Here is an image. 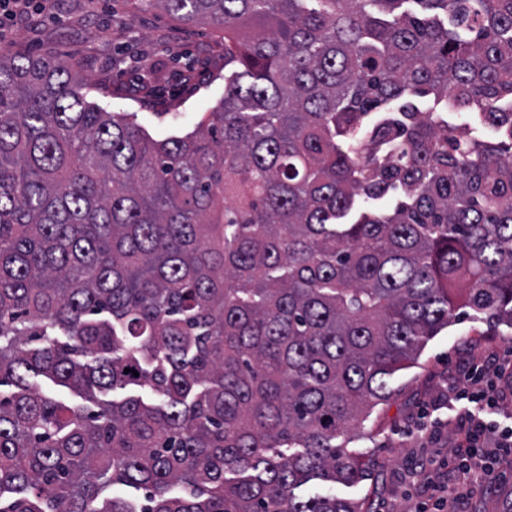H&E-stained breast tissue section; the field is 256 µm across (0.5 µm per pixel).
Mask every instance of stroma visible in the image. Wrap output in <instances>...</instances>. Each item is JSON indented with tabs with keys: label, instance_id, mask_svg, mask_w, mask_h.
I'll return each mask as SVG.
<instances>
[{
	"label": "stroma",
	"instance_id": "stroma-1",
	"mask_svg": "<svg viewBox=\"0 0 512 512\" xmlns=\"http://www.w3.org/2000/svg\"><path fill=\"white\" fill-rule=\"evenodd\" d=\"M12 50L55 55L75 63L91 80L93 101L112 112L132 113L154 136L194 129L202 112L224 94V42L205 23L189 25L139 0H57V8L19 23ZM512 350V330L490 329L461 318L427 344L416 367L400 372L391 399L363 422L352 447L370 476L350 488V498L371 512H414L418 487L407 469L424 452L447 454L452 426H441L438 442L412 434L421 409L447 418L441 394L464 385L469 366ZM463 512H507L512 506V468L495 482L475 480Z\"/></svg>",
	"mask_w": 512,
	"mask_h": 512
}]
</instances>
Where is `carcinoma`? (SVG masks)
<instances>
[{
	"label": "carcinoma",
	"instance_id": "obj_1",
	"mask_svg": "<svg viewBox=\"0 0 512 512\" xmlns=\"http://www.w3.org/2000/svg\"><path fill=\"white\" fill-rule=\"evenodd\" d=\"M141 3L224 33L185 135L0 50V512H361L351 428L512 329V0Z\"/></svg>",
	"mask_w": 512,
	"mask_h": 512
}]
</instances>
